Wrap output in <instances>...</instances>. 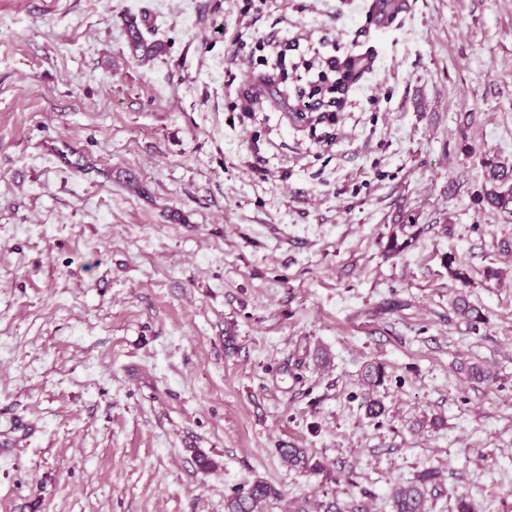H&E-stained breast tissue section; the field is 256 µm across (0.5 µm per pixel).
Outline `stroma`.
<instances>
[{
	"label": "stroma",
	"mask_w": 512,
	"mask_h": 512,
	"mask_svg": "<svg viewBox=\"0 0 512 512\" xmlns=\"http://www.w3.org/2000/svg\"><path fill=\"white\" fill-rule=\"evenodd\" d=\"M370 3L0 0V512H224L257 477L267 512H392L426 470L433 512H512V214L482 200L512 165V0L384 28ZM132 19L164 52L133 57ZM349 53L371 67L334 120L290 119ZM386 374V369L381 363L368 365L363 374L364 381L371 390V394L369 392L364 401L366 413L373 418L381 416L385 411L383 402L374 397V394L377 392V388L384 384ZM278 452L282 463L288 469L315 475L325 473L328 478H331V471L326 468L320 459L310 453L308 449L293 445H283L279 447Z\"/></svg>",
	"instance_id": "35a3bbf8"
}]
</instances>
